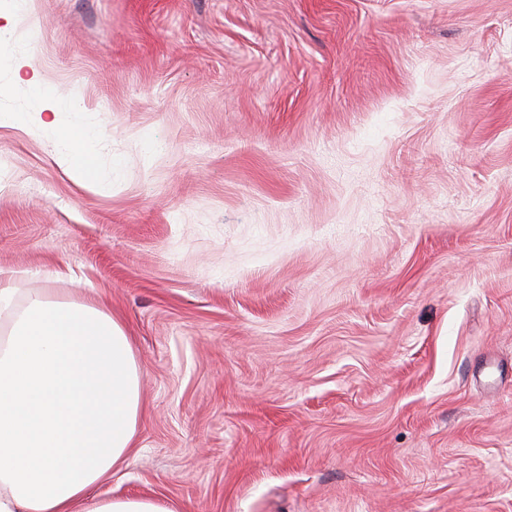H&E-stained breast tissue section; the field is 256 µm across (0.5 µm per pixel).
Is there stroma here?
<instances>
[{
    "instance_id": "stroma-1",
    "label": "stroma",
    "mask_w": 512,
    "mask_h": 512,
    "mask_svg": "<svg viewBox=\"0 0 512 512\" xmlns=\"http://www.w3.org/2000/svg\"><path fill=\"white\" fill-rule=\"evenodd\" d=\"M0 86V279L141 375L94 496L512 512V0H30ZM55 111L51 112L53 119L42 121L45 133L54 142L62 162L84 174L88 173L89 169L84 166V162L91 164L92 161L91 154L87 150L88 144L102 140L101 133L94 127L79 122L68 127H64L58 122L57 114L60 112L57 111L80 112L79 107L73 101L60 102L57 100Z\"/></svg>"
}]
</instances>
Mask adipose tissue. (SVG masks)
Segmentation results:
<instances>
[{"label":"adipose tissue","mask_w":512,"mask_h":512,"mask_svg":"<svg viewBox=\"0 0 512 512\" xmlns=\"http://www.w3.org/2000/svg\"><path fill=\"white\" fill-rule=\"evenodd\" d=\"M59 158L83 170L94 127L45 121ZM0 281V512H170L148 497L96 499L135 446L140 375L120 323L90 303L41 292L13 309Z\"/></svg>","instance_id":"ef3b65f1"}]
</instances>
